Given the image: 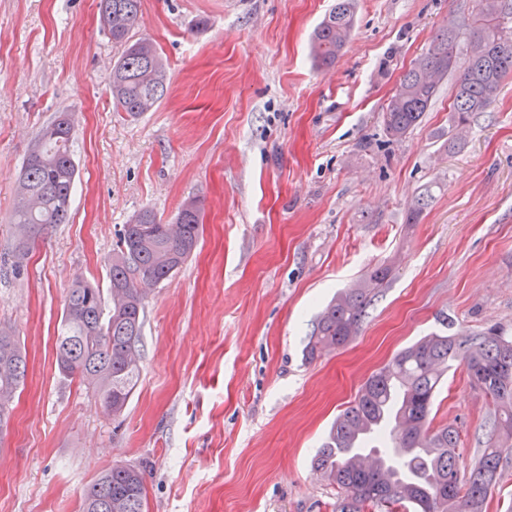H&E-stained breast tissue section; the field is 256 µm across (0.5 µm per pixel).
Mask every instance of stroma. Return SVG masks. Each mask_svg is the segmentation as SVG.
I'll use <instances>...</instances> for the list:
<instances>
[{
  "instance_id": "obj_1",
  "label": "stroma",
  "mask_w": 512,
  "mask_h": 512,
  "mask_svg": "<svg viewBox=\"0 0 512 512\" xmlns=\"http://www.w3.org/2000/svg\"><path fill=\"white\" fill-rule=\"evenodd\" d=\"M335 0H142L133 30L169 75L137 119L112 106L120 56L97 0H0V327L25 386L0 434V512H77L114 464L143 469L149 512H334L312 460L367 377L449 321L512 332V78L447 147L452 83L388 139L402 74L475 0H357L336 64L310 42ZM74 119L80 178L69 223L8 255L15 186L38 132ZM428 193L417 223L409 206ZM204 209L194 253L145 306L141 377L112 420L61 374L55 336L75 281L107 288L123 224ZM392 280L346 347L304 357L321 309L380 264ZM492 402L451 367L433 426L460 463L487 440Z\"/></svg>"
}]
</instances>
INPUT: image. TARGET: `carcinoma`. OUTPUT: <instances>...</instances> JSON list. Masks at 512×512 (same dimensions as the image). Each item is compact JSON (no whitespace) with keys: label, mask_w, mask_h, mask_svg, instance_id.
<instances>
[{"label":"carcinoma","mask_w":512,"mask_h":512,"mask_svg":"<svg viewBox=\"0 0 512 512\" xmlns=\"http://www.w3.org/2000/svg\"><path fill=\"white\" fill-rule=\"evenodd\" d=\"M101 23L122 48L112 65L111 96L117 111L137 117L154 110L168 88L157 44L134 38L141 0H98ZM355 22V0H336L312 36L314 61L329 66L343 51ZM467 53H455L461 30ZM456 75L450 139L496 100L512 76V3L478 0L472 21L437 29L426 51L403 73L383 114L387 136L399 139L417 127L448 75ZM74 126L60 112L43 127L17 181L12 222L14 267L24 266L31 246L50 228L70 219L78 166L71 150ZM203 212L195 200L181 206L174 223L142 210L122 226L109 265L108 293L83 280L70 288L56 336L62 374L79 378L102 411L116 419L126 410L140 379L145 299L172 277L198 245ZM392 269L381 265L336 294L319 314L305 348L348 345L358 334L372 301ZM442 330L398 351L359 388L336 419L313 459L322 478L338 489L336 512H484L502 477L504 454L512 451V336L492 325L462 338ZM468 368L471 385L491 400L489 441L469 471L459 468L460 434L432 426L435 395L448 368ZM27 362L15 334L0 328V433L24 384ZM385 436L382 449L367 442ZM144 472L115 464L102 470L82 497L79 512H147Z\"/></svg>","instance_id":"cac0c4a2"}]
</instances>
